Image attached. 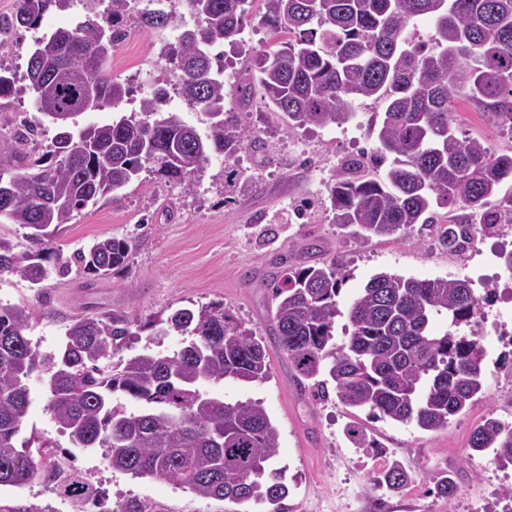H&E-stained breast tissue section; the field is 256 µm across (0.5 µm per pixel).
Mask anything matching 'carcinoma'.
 Segmentation results:
<instances>
[{
  "label": "carcinoma",
  "mask_w": 512,
  "mask_h": 512,
  "mask_svg": "<svg viewBox=\"0 0 512 512\" xmlns=\"http://www.w3.org/2000/svg\"><path fill=\"white\" fill-rule=\"evenodd\" d=\"M17 0L14 24L36 27L51 3ZM84 20L34 42L25 79L36 110L54 125L49 149L3 181L0 219L25 230L28 248L0 239V275H17L43 288L52 274L74 262L95 279L125 269L130 237L95 239L63 260L55 240L74 213L96 204L144 171L191 190L211 158L214 175L232 187L238 154L259 142L240 113L224 108L227 60L213 57L217 43L238 44L247 0H187L191 26L162 46L161 59L179 93L209 117L206 136L179 112L167 111L166 86L155 84L139 111L104 125L80 129L71 120L84 112L81 86L95 82L98 109L118 106L130 95L126 82L107 70L123 35L130 0H81ZM263 19L276 49L257 54L252 77L235 88L240 103L258 82L272 112L291 129L343 124L356 99L386 104L377 132L375 162L393 160L384 177L339 173L330 188L334 223L362 239L393 238L415 224H436L433 205L450 206V227L439 242L458 251L459 239L512 224V198H489L512 176V153L496 154L477 139L460 138L454 114L464 102L512 135V0H263ZM435 21L436 50L408 32L414 18ZM147 28H166L162 9L140 17ZM16 75L0 66V99L16 92ZM346 262L336 256L320 265L297 263L268 281L277 300L273 316L277 347L298 381L314 395L333 388L347 408L425 431L448 426L481 392L486 351L472 328L479 300L465 279L373 275L347 308L345 337L336 342L341 314L337 297ZM446 328H436L437 317ZM150 329L180 336L167 352L152 338L112 365L114 352ZM29 312L0 304V487L36 480L54 485L77 503L97 498L96 488L73 469L62 481L39 467L31 440L20 439L31 399L28 381L41 376L58 430L73 448L106 450L112 469L155 478L204 498L257 502L283 512L289 494L283 471L272 468L279 432L259 401L227 403L206 389L226 379L243 384L270 377L269 353L253 330L234 320L222 303L183 307L145 322L122 313L81 316L51 351L32 338ZM116 395L139 404L126 413ZM492 450L503 468L512 466V427L487 417L471 433L468 451ZM390 493L410 483L394 461L373 478ZM435 493L452 497L457 486L436 477Z\"/></svg>",
  "instance_id": "1"
}]
</instances>
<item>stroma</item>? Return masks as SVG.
<instances>
[{
    "mask_svg": "<svg viewBox=\"0 0 512 512\" xmlns=\"http://www.w3.org/2000/svg\"><path fill=\"white\" fill-rule=\"evenodd\" d=\"M147 5V0H131L127 35L107 64L114 78L131 80L143 89L170 78L158 57L170 32L141 26L140 14ZM246 9V39L224 49L232 60L224 71L228 93L254 53L275 47L262 21V0H248ZM384 109V104L358 100L353 104L354 118L344 124L291 130L280 114L268 111L262 92H255L242 119L248 128L258 130L273 154L270 163L260 166L251 152L240 153L237 167L248 179V189L225 195L223 182L215 178V162L190 191L142 172L107 200L83 208L56 240L63 259L69 260L93 239L133 237L135 246L123 271L97 280L89 291L86 276L71 264L68 273L52 276L39 293L19 276L0 275V299L28 309L45 347L54 346L66 319L84 310H117L145 320L180 307L223 303L263 341L271 370L264 383L228 379L213 391L229 403L262 401L279 431L276 465L285 468L290 486L285 512H493L496 497L512 487V467H499L489 453L468 454L467 442L486 416L512 424V361L494 359L501 351L497 336L512 334V322L497 329L483 319L475 324L474 332L487 352L482 391L470 409L433 432L370 417L366 411L343 406L333 394L313 397L311 391L301 390L287 357L277 348L265 282L303 253L312 264L344 256L348 277L338 297L342 310L371 276L382 271L418 279H465L475 296L490 288L494 306L512 308V286L494 267L483 257L467 259L448 252L436 233L414 226L394 239L360 241L334 224L329 189L345 161L360 160L373 175L383 172L374 166L373 153ZM37 118L26 90L0 101L1 175L18 171L12 159L17 149L14 131L22 121ZM455 128L458 136L478 139L493 152L512 150V134L472 105L457 113ZM29 387L32 404L25 437L52 438L67 445L46 409L40 379L31 378ZM353 424L375 441V448L355 447L347 433ZM395 460L408 469L409 485L399 493L377 491L373 475ZM74 465L93 478L110 512L129 498L140 501L145 512L270 510L265 503L204 498L159 480L132 477L113 470L98 449L77 452ZM443 471L457 485L450 498L433 491V479ZM56 501L50 485L39 481L0 489L1 503L22 505L30 512H54Z\"/></svg>",
    "mask_w": 512,
    "mask_h": 512,
    "instance_id": "stroma-1",
    "label": "stroma"
}]
</instances>
